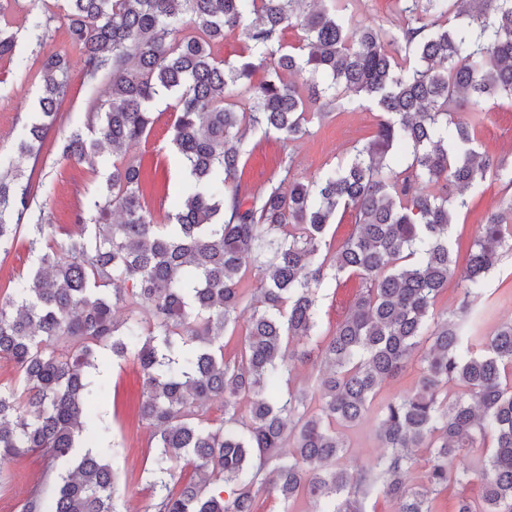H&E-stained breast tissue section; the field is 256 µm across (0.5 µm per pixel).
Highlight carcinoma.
<instances>
[{
  "mask_svg": "<svg viewBox=\"0 0 512 512\" xmlns=\"http://www.w3.org/2000/svg\"><path fill=\"white\" fill-rule=\"evenodd\" d=\"M356 2L61 0L85 74L106 75L111 97L88 85V122L71 129L62 155L114 160L57 246L45 238L55 225L24 223L45 183L0 170V254L24 230L38 264L0 297V358L21 381L0 387V469L39 452L54 491L48 500L37 485L23 512H118L114 449L78 447L99 349L141 368L150 512H256L259 494L280 512L299 499L314 512H366L374 493L396 512H437L450 484L472 481L480 498L459 499L455 512H512V321L487 332L477 308L512 253V195L487 214L465 265L449 238L487 174L512 188V161L481 153L474 137L483 102H512V0H391L395 35L358 20ZM290 28L302 32L295 45L284 40ZM234 32L249 55L216 59L212 44ZM15 48L0 27V58ZM42 69L38 112L17 145L34 158L61 119L69 66L52 54ZM259 70L267 77L256 85ZM164 93L177 100L172 143L186 179L178 211L157 224L127 151L147 137ZM342 101L380 112L368 141L309 183L288 163L259 193L243 192L248 131L294 141ZM341 211L354 231L328 241ZM253 268L262 280L248 299L241 283ZM345 274L362 288L326 331L319 290ZM455 278L463 298L448 313L437 303ZM244 307L227 357L223 338ZM413 357L416 387L380 396ZM298 362L311 369L304 382ZM217 401L224 420L213 425ZM374 409L385 452L351 471L345 430ZM477 441L480 464L454 473ZM181 461L195 472L186 482Z\"/></svg>",
  "mask_w": 512,
  "mask_h": 512,
  "instance_id": "carcinoma-1",
  "label": "carcinoma"
}]
</instances>
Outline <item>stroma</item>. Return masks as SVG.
<instances>
[{
	"label": "stroma",
	"mask_w": 512,
	"mask_h": 512,
	"mask_svg": "<svg viewBox=\"0 0 512 512\" xmlns=\"http://www.w3.org/2000/svg\"><path fill=\"white\" fill-rule=\"evenodd\" d=\"M42 0H0V22L16 31L14 57L0 58V169L38 168L49 197H37L35 205L43 210V221L55 225V241L66 242L65 228L73 224L76 210L87 206L111 169V156L98 159L96 165L63 158L59 146L71 128L84 125L87 97L83 59L72 46L62 15H54L43 41L33 40L28 31L29 15L43 13ZM63 55L70 70L69 87L63 106V119L51 131L39 161L18 157L16 134L32 120L38 109L43 86L42 62L46 56ZM174 97L161 98L152 108L155 122L146 138L130 149L129 155L141 166L145 176L144 193L157 223L168 221L182 195L183 175L180 159L170 139L174 121ZM484 119L475 136L480 151L512 159V102L489 99L484 105ZM379 114L368 104H355L330 110L309 125L308 135L288 142L279 135L250 132L243 145L245 169L242 184L259 192L276 176L285 158H293L297 179L309 181L329 164L346 157L352 146L365 142L375 131ZM503 184L486 177L473 192L468 210L462 211L451 230L452 241L468 246L477 236L486 213L497 207L506 196ZM360 287L354 276L325 283L320 305L324 328L334 329L347 312ZM488 306L484 314L485 329H493L512 320V254L501 257L486 286ZM91 387L99 398L94 406L96 425L88 435L89 443L108 439L118 452L111 460L118 482L120 512H146L152 502L141 466L150 431L138 418L142 400V375L134 358L117 359L111 351L98 353L91 372ZM43 459L32 452L12 462L0 475V512H22V505L37 485Z\"/></svg>",
	"instance_id": "stroma-1"
}]
</instances>
